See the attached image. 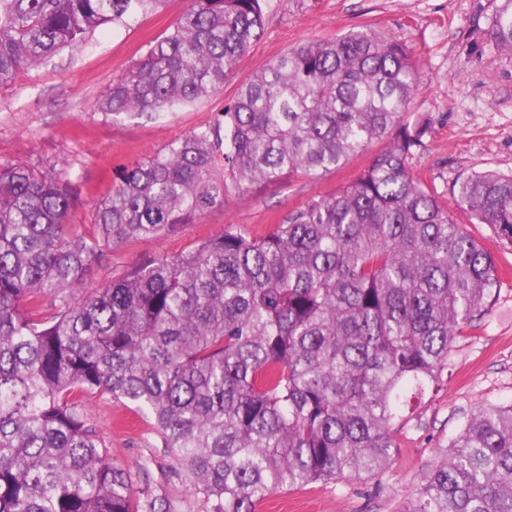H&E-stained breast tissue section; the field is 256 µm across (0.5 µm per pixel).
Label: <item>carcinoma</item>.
I'll list each match as a JSON object with an SVG mask.
<instances>
[{
	"mask_svg": "<svg viewBox=\"0 0 512 512\" xmlns=\"http://www.w3.org/2000/svg\"><path fill=\"white\" fill-rule=\"evenodd\" d=\"M169 0H0V84ZM263 0H191L93 112L152 116L212 97L260 39ZM512 56V0L488 18ZM410 50L363 27L293 46L211 123L121 170L72 234L74 174L0 165V512H181L137 485L79 398L141 412L203 512L387 471L397 420L495 300L493 256L408 166L428 127ZM390 138L336 194L266 236L230 225L94 288L104 251L163 238L282 175L334 170ZM455 206L512 245V173L475 171ZM403 512H512V404L486 402Z\"/></svg>",
	"mask_w": 512,
	"mask_h": 512,
	"instance_id": "carcinoma-1",
	"label": "carcinoma"
}]
</instances>
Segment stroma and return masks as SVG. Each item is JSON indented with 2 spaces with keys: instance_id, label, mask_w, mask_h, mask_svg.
Listing matches in <instances>:
<instances>
[{
  "instance_id": "stroma-1",
  "label": "stroma",
  "mask_w": 512,
  "mask_h": 512,
  "mask_svg": "<svg viewBox=\"0 0 512 512\" xmlns=\"http://www.w3.org/2000/svg\"><path fill=\"white\" fill-rule=\"evenodd\" d=\"M188 5V0H170L129 26L103 27L0 85V164H69L79 200L69 218L71 232L89 227L92 206L111 191L122 167L211 122L263 65L298 43L365 26L406 45L423 72L424 86L410 105L412 118L429 126L423 147L410 161L419 178L445 195L472 172H512V59L496 50L488 34L494 0H265L264 33L228 75L220 94L173 115L115 120L90 111V102L129 69L149 42L168 33ZM381 147L373 142L327 173L285 175L231 192L223 205L175 235L114 248L91 267L86 282L105 284L134 262L181 253L230 224L267 234L310 200L333 195L367 169ZM452 215L495 258L500 291L474 327L453 342L446 382L405 408L392 468L376 479L279 491L260 512H398L439 446L459 433L471 412L487 401L512 403V245L467 213L456 209ZM83 412L114 459L130 465L151 459V488L179 501L183 512H200V503L174 475L173 458L160 438L129 407L93 393L84 397Z\"/></svg>"
}]
</instances>
